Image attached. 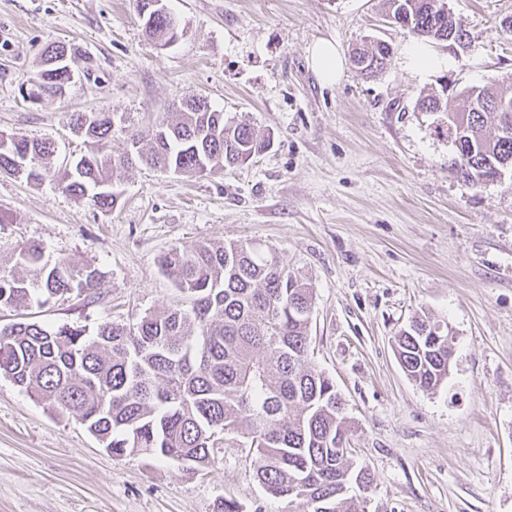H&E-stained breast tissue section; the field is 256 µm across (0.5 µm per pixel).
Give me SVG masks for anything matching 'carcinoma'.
<instances>
[{"mask_svg":"<svg viewBox=\"0 0 512 512\" xmlns=\"http://www.w3.org/2000/svg\"><path fill=\"white\" fill-rule=\"evenodd\" d=\"M133 0L138 18L155 44L177 41V18ZM387 17L416 38L468 46L465 29L443 13L444 0H385ZM383 42L352 52L359 72L372 76L388 62ZM67 56L51 44L47 65L33 80L46 95L71 82L72 74L52 60ZM473 100L468 112L448 109L435 95H421V112L448 115L453 154L448 170L474 186L494 168L512 166V93L466 87L457 105ZM114 114L75 112L73 127L91 141L90 151L70 166L52 165L53 141L14 133L0 146V172L35 182L54 180L94 205L112 208L120 193L114 171L133 162L203 176L243 165L261 152L263 139L246 121L224 122V113L195 96L177 112L165 113L147 132L133 131L118 150L110 145ZM465 155L466 162L456 157ZM20 274L0 275V306L26 310L73 291L98 288L96 269L66 258L43 262L38 244L20 247ZM161 268L188 305L147 313L132 323L47 328L18 321L0 329V374L44 406L68 414L99 439L114 457L141 452L207 467L231 433L259 455L256 478L265 492L288 504L286 512H359L352 489L372 482L354 467L344 403L334 384L310 366L309 325L313 287L288 270L271 248L249 242L199 243L175 247ZM402 369L420 387L437 388L454 355L448 324L414 318L396 336Z\"/></svg>","mask_w":512,"mask_h":512,"instance_id":"1","label":"carcinoma"}]
</instances>
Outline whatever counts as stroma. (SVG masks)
<instances>
[{
	"label": "stroma",
	"mask_w": 512,
	"mask_h": 512,
	"mask_svg": "<svg viewBox=\"0 0 512 512\" xmlns=\"http://www.w3.org/2000/svg\"><path fill=\"white\" fill-rule=\"evenodd\" d=\"M447 3L472 49L434 45L453 66L422 73L384 0H167L184 34L163 50L131 0H0V132L52 139L55 164L90 149L72 113H114L118 147L188 95L270 138L209 176L134 165L109 210L0 173V275L30 242L99 272L95 294L52 299L30 320L93 329L161 312L182 301L160 266L171 248L266 245L314 287L309 358L343 400L353 464L372 475L365 512H512V178L474 187L451 174L447 124L414 108L422 92L512 87V0ZM366 38L391 45L388 67L366 79L349 65L322 85L311 45L346 56ZM53 42L74 79L34 104L20 87ZM418 315L447 322L455 350L429 391L394 350ZM258 464L232 434L204 468L113 457L0 376V512H220L227 499L281 512Z\"/></svg>",
	"instance_id": "obj_1"
}]
</instances>
